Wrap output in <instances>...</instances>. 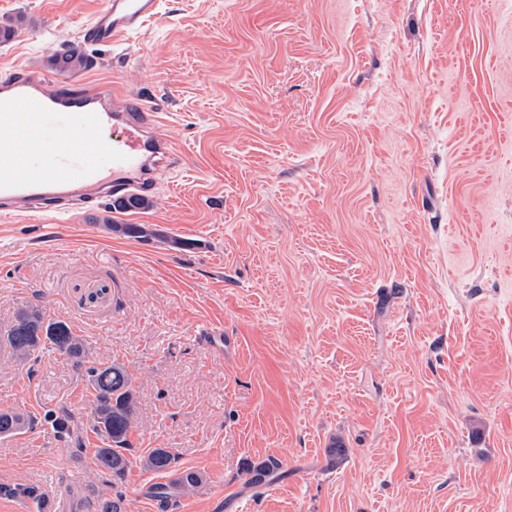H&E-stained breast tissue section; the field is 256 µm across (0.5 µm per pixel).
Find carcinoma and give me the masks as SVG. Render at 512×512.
Returning a JSON list of instances; mask_svg holds the SVG:
<instances>
[{
	"label": "carcinoma",
	"instance_id": "cac0c4a2",
	"mask_svg": "<svg viewBox=\"0 0 512 512\" xmlns=\"http://www.w3.org/2000/svg\"><path fill=\"white\" fill-rule=\"evenodd\" d=\"M52 66L61 72H75L87 68L91 59L74 48L60 49L50 57ZM107 230L115 235L150 241L159 237L158 229L149 224H117L111 218L103 219ZM36 301L26 302L17 308L13 319L4 330H0V348L8 350L19 361H38L36 353L49 348L80 371L81 379L94 397L91 412V431L105 440L106 447L94 454V464L106 470L112 477V486L125 482L132 461L125 452L132 448L129 436L135 427L136 389L132 376L125 366L111 362L91 364L88 360L87 342L77 336L62 320L46 314L44 307ZM73 413L65 405L49 411L46 421L54 428L57 438L65 445L74 447L78 453L84 445L83 431L73 430ZM35 420L15 409H0V438L12 437L33 429ZM140 467L146 471L169 473L173 479L165 484L151 487V496L159 502L162 512H173L178 507V498L203 481L202 473L196 470L176 468V455L167 448H155L139 459ZM254 473V484L272 483L281 478L280 464L275 460L249 467ZM94 512H124L122 495L112 499L97 498Z\"/></svg>",
	"mask_w": 512,
	"mask_h": 512
}]
</instances>
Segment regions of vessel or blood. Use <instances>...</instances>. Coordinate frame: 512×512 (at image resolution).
Listing matches in <instances>:
<instances>
[{
    "mask_svg": "<svg viewBox=\"0 0 512 512\" xmlns=\"http://www.w3.org/2000/svg\"><path fill=\"white\" fill-rule=\"evenodd\" d=\"M159 16L160 0H104L82 42L116 45ZM161 121L150 106L102 88L29 72L0 79V217L149 196L179 154L157 135ZM115 126L121 135L107 138Z\"/></svg>",
    "mask_w": 512,
    "mask_h": 512,
    "instance_id": "1",
    "label": "vessel or blood"
}]
</instances>
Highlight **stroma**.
Returning a JSON list of instances; mask_svg holds the SVG:
<instances>
[{"label": "stroma", "instance_id": "stroma-1", "mask_svg": "<svg viewBox=\"0 0 512 512\" xmlns=\"http://www.w3.org/2000/svg\"><path fill=\"white\" fill-rule=\"evenodd\" d=\"M103 0H0L14 65L52 73ZM74 88L117 85L181 151L144 209L0 222V328L40 293L137 389L126 512L170 449L176 512H512V23L502 0H162ZM191 242L118 237L103 217ZM224 339L213 349L208 337ZM0 350V512H85L93 397ZM68 405L83 452L44 419ZM282 478L252 487L249 465ZM35 426V420L15 409H0V438L12 437ZM140 467L146 471L171 473L174 476L166 484L151 487V496L159 502L162 512L174 511L178 498L203 481V475L196 470L175 469L176 455L167 448H155L147 456L139 459Z\"/></svg>", "mask_w": 512, "mask_h": 512}]
</instances>
